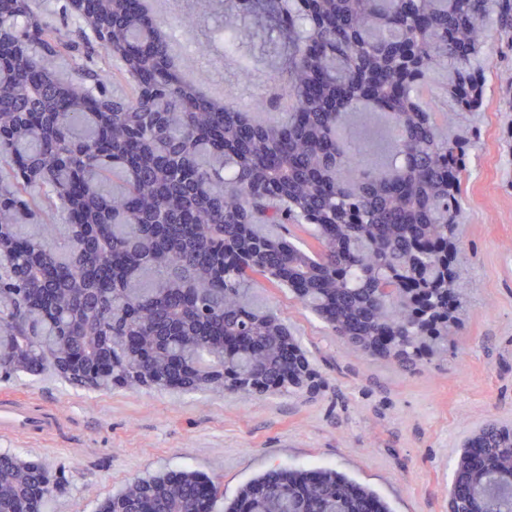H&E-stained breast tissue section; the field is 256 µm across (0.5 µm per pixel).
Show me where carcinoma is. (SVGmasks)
Here are the masks:
<instances>
[{"instance_id": "1", "label": "carcinoma", "mask_w": 512, "mask_h": 512, "mask_svg": "<svg viewBox=\"0 0 512 512\" xmlns=\"http://www.w3.org/2000/svg\"><path fill=\"white\" fill-rule=\"evenodd\" d=\"M404 0H316L322 30L288 14L284 91L296 112L281 127L205 98L172 63L130 0H90L96 22L140 50L167 96L127 101L109 94L104 44L74 16L63 30L8 0L0 25L27 38L0 60V379L31 372L46 356L102 381L100 390L207 386L203 363L224 379L253 377L262 393L316 387L300 342L281 315H257L248 300L263 278L290 291L352 352L412 370L448 353L468 301L458 248L441 242L459 216V174L478 127L442 139L408 98L431 68H448L455 113L478 110L483 64L470 50L512 40V0H409L427 28L409 25ZM243 40L225 23L232 51ZM415 52L407 80L393 48ZM64 59L76 78L60 83ZM391 113L400 164L370 169L339 137L342 107L362 102ZM296 226L318 247L269 238L255 224ZM484 469L459 455L455 480L474 494L459 512H512V425L472 435ZM0 454V512H42L59 481L23 472ZM219 486L194 471L145 476L112 496V512H212ZM391 512L371 488L334 469L274 468L224 500V512Z\"/></svg>"}]
</instances>
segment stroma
<instances>
[{
	"mask_svg": "<svg viewBox=\"0 0 512 512\" xmlns=\"http://www.w3.org/2000/svg\"><path fill=\"white\" fill-rule=\"evenodd\" d=\"M148 15L180 25L199 56L173 58L203 93L252 110L268 124L286 121L296 102L279 82L285 39L260 8L239 0H145ZM246 32L241 51L226 53L218 33L226 21ZM491 68L478 112L448 118V72L430 71L417 95L438 129L455 137L477 125L481 138L463 176L460 262L469 307L455 345L441 361L401 373L345 351L324 324L292 296L261 280L256 303L276 307L321 380L305 398L237 393H183L155 388L108 392L75 387L45 363L35 375L0 380V392L41 405L58 420L47 439L0 437V450L60 475L62 492L45 512H99L137 477L191 470L218 479L233 495L275 467L331 468L368 485L392 512H448V485L461 442L490 417L512 420V51L488 46ZM253 111V110H252ZM340 137L363 162L385 163L396 150L390 116L358 106Z\"/></svg>",
	"mask_w": 512,
	"mask_h": 512,
	"instance_id": "obj_1",
	"label": "stroma"
}]
</instances>
